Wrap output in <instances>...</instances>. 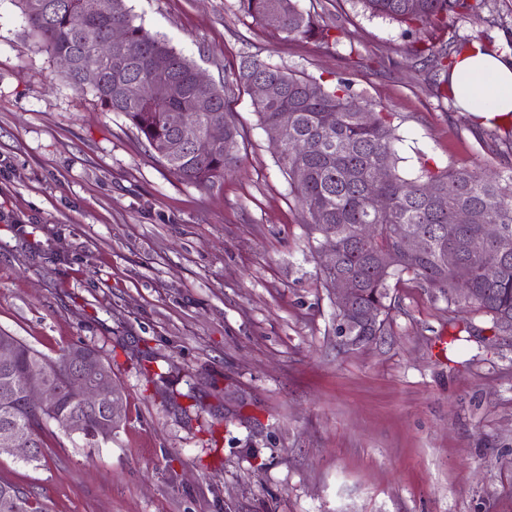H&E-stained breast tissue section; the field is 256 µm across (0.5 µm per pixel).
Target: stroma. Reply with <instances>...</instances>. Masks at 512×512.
<instances>
[{"instance_id":"35a3bbf8","label":"stroma","mask_w":512,"mask_h":512,"mask_svg":"<svg viewBox=\"0 0 512 512\" xmlns=\"http://www.w3.org/2000/svg\"><path fill=\"white\" fill-rule=\"evenodd\" d=\"M225 89L240 160L181 182L128 121L71 87L0 0V332L112 363L125 423L0 477L50 512H512V336L403 276L381 336L346 347L317 231L236 83L256 57L390 112L405 173L503 170L512 153L437 90L397 22L299 0L326 44L255 24L238 0H127ZM449 17L445 40L512 55V0ZM446 339V352L437 342Z\"/></svg>"}]
</instances>
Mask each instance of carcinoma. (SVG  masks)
Wrapping results in <instances>:
<instances>
[{
  "label": "carcinoma",
  "mask_w": 512,
  "mask_h": 512,
  "mask_svg": "<svg viewBox=\"0 0 512 512\" xmlns=\"http://www.w3.org/2000/svg\"><path fill=\"white\" fill-rule=\"evenodd\" d=\"M56 2L40 16L33 14V0H17V7L26 26L39 36L40 47L54 55L65 53L77 59L79 66L64 72L65 80L83 91L82 69H97L98 83L90 91L102 107L122 115L137 130L170 174L184 183L207 189L222 182L238 163L241 138L238 127L228 117L224 90L215 84H197L196 65L135 23L126 0H112V15L90 18L80 32L72 31L68 25L69 13L79 6L80 0ZM359 2L374 16L434 35L446 30L450 15L473 22L484 20L482 10L486 5V0ZM239 8L261 25L268 14H280L285 21L283 32L290 36L319 42L330 39V28L321 24L317 15L301 9L298 0H239ZM116 24L125 27L128 37L124 45L112 49L109 70L97 55L96 46L107 39ZM411 54L433 69L455 63L453 44L439 46L432 38L414 39ZM247 65L255 67V75L276 79L285 88L282 100L255 103L254 111L266 128L278 120L283 109H288L290 120L278 148V163L292 181L311 224L322 235L319 247L335 250L339 258L336 272L357 280L360 293L356 305L387 301L390 280L407 274L438 289L448 297V302L463 303L491 317L494 335L511 336L512 255L499 256L494 244L484 238L482 225L454 224L451 216L456 208L468 206L495 217L502 229L512 235V167L486 174L464 168L431 170L423 165L414 177L407 178L399 171L400 157L394 148L397 135L390 113L380 110L371 125L361 124L358 114L370 104L355 96L348 83L339 80L327 87L315 78L250 58L238 68L237 81L243 87ZM158 74L181 85L182 98L157 96L138 101L126 96L128 83ZM309 85L315 89L312 96L307 94ZM201 95L212 98L211 111H189V102ZM168 112H185L189 121L202 129L216 120L224 121V145L205 157L183 147L174 160L164 159L162 152L173 137L165 122ZM380 164L387 168L385 180L371 186L369 180ZM373 193L389 200L386 209L373 208ZM365 224L377 228L371 240L361 238ZM408 232L427 237L424 252L410 254L402 250L401 239ZM450 251L459 256L453 266L444 260ZM488 264L498 266L493 280L482 273ZM459 288H467L469 293L461 296ZM0 341H8L16 348L10 368H0V390L8 389L13 395L9 407L0 406V427H29L36 438V452L22 462L45 458L46 448L50 447V424L70 438L73 434L63 426L68 419H77L92 431L108 424L103 407L88 406L70 392L67 350L50 357L4 332L0 333ZM29 372L42 375L59 391V400L53 407L36 409L27 404L23 387ZM0 512L48 509L40 499L0 477Z\"/></svg>",
  "instance_id": "obj_1"
}]
</instances>
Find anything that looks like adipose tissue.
I'll use <instances>...</instances> for the list:
<instances>
[{"label":"adipose tissue","instance_id":"ef3b65f1","mask_svg":"<svg viewBox=\"0 0 512 512\" xmlns=\"http://www.w3.org/2000/svg\"><path fill=\"white\" fill-rule=\"evenodd\" d=\"M448 87L465 112L496 119L512 114V57L470 49L459 55Z\"/></svg>","mask_w":512,"mask_h":512}]
</instances>
